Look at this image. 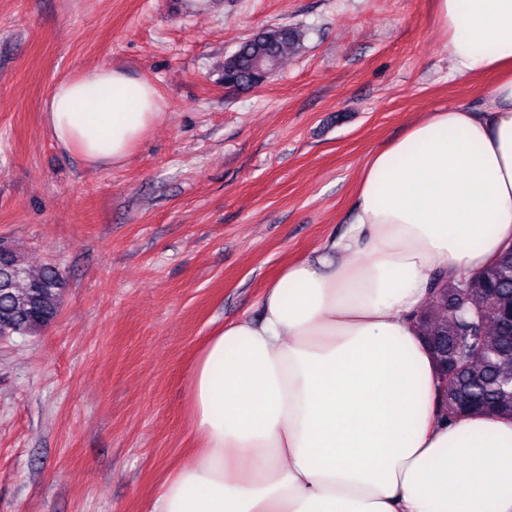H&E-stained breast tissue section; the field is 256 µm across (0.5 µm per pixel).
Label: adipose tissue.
Returning a JSON list of instances; mask_svg holds the SVG:
<instances>
[{"instance_id":"1","label":"adipose tissue","mask_w":512,"mask_h":512,"mask_svg":"<svg viewBox=\"0 0 512 512\" xmlns=\"http://www.w3.org/2000/svg\"><path fill=\"white\" fill-rule=\"evenodd\" d=\"M453 75H495L480 109L427 113L372 154L346 234L286 265L260 319L217 329L188 379L195 458L149 512H512V420L439 419L412 321L434 273L512 245V0H435ZM162 117L155 87L104 65L58 81L51 137L91 167Z\"/></svg>"}]
</instances>
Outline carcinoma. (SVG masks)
Wrapping results in <instances>:
<instances>
[{"mask_svg":"<svg viewBox=\"0 0 512 512\" xmlns=\"http://www.w3.org/2000/svg\"><path fill=\"white\" fill-rule=\"evenodd\" d=\"M301 33L288 26L263 29L242 42L224 62V82L260 86L295 50ZM67 282L53 263L32 272L17 252L0 244V331L21 336L40 332L58 317ZM431 302L414 314L435 369L450 358L461 361L455 382L442 389L440 419L470 415L512 416V391L502 380L512 372V250L466 286V278L436 273Z\"/></svg>","mask_w":512,"mask_h":512,"instance_id":"carcinoma-1","label":"carcinoma"}]
</instances>
